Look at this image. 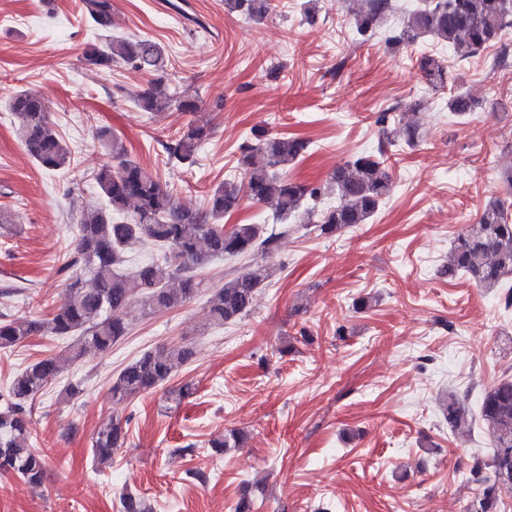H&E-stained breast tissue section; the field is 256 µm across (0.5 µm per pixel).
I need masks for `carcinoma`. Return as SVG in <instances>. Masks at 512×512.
<instances>
[{
  "mask_svg": "<svg viewBox=\"0 0 512 512\" xmlns=\"http://www.w3.org/2000/svg\"><path fill=\"white\" fill-rule=\"evenodd\" d=\"M81 11L96 27L112 29V0H80ZM230 11L248 20L261 21L271 9V0H224ZM398 9L396 0H368L367 8L355 15L353 27L367 41L377 34L387 16ZM512 28V0H421L404 14L400 28L388 41L410 46L431 39L453 49L466 59L499 42L501 33ZM88 66L99 71L122 61L156 78L132 100L143 112L174 106L180 112H199L198 98L170 92L164 76L167 59L163 49L149 39L113 37L85 54ZM427 83L436 87L447 80V71L433 56L421 59ZM478 104L470 93L449 99L448 108L461 116ZM10 110L20 119L19 138L25 152L41 167L58 170L71 164V151L49 121V109L37 94H15ZM208 122L196 116L173 136L161 142L170 163L191 168L200 146L209 138ZM113 164L100 167L95 180L108 207L83 206L78 211L77 237L64 256L59 272L67 273L62 299L45 315L0 321V350L27 342L33 336L70 337V359L80 360L87 351L106 352L129 333L124 310L134 296L144 312L155 315L188 303L200 291L196 277L210 258H242L274 254L287 232L288 220L304 205L320 210L317 231L333 235L337 230L367 223L389 197L393 182L382 157L362 152L336 170L329 186L292 181L286 171L304 156L309 142L288 136H256V142L240 146L237 168L240 180H227L207 200L215 218L236 211L243 199L267 206L272 225L208 224L197 213L178 204L176 194L146 167L129 157L121 138L104 140ZM335 191L337 202L324 204L326 188ZM505 202L489 204L477 223L458 235L441 273L461 275L487 290L506 288L504 303L512 306V218ZM148 243L171 251L133 276L121 271L128 249ZM271 276L270 268L257 264L250 271L224 281L208 298V317L216 324L245 317L252 310L260 288ZM183 344H172L156 353L148 352L128 364L112 380V398L128 401L165 385L174 372L192 357ZM60 374L55 358L35 361L18 373L7 391L0 392V475L16 474L31 486L43 483L46 456L33 448L32 404ZM195 394L191 382L168 390L167 400L180 405ZM441 414L451 428L468 421L465 400L448 394ZM480 416L493 444L486 462L478 459L470 473L480 493L471 512H497L502 495L512 491V376L486 388L481 396ZM243 431L232 429L211 442L216 452L244 446ZM127 442V430L118 420L100 428L93 441L98 463L112 462V455ZM121 512H152L145 500L131 493L120 497Z\"/></svg>",
  "mask_w": 512,
  "mask_h": 512,
  "instance_id": "1",
  "label": "carcinoma"
}]
</instances>
